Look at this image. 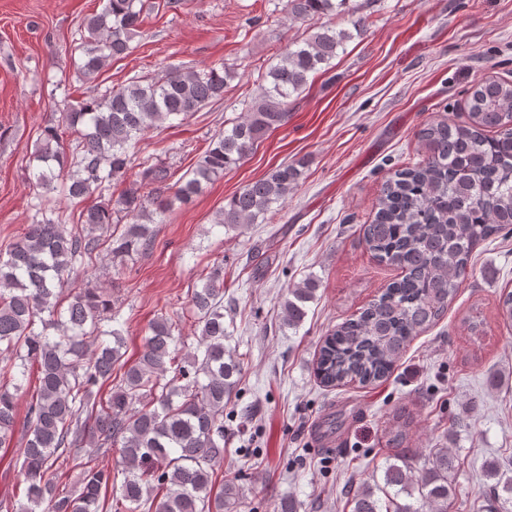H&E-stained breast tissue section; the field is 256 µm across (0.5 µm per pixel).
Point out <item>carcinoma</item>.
Masks as SVG:
<instances>
[{"label":"carcinoma","mask_w":512,"mask_h":512,"mask_svg":"<svg viewBox=\"0 0 512 512\" xmlns=\"http://www.w3.org/2000/svg\"><path fill=\"white\" fill-rule=\"evenodd\" d=\"M349 0H286L288 16L312 29L290 43L262 75L261 93L244 117L224 130L189 173L171 182L169 167L153 164L120 191L129 151L150 129L183 123L224 98L233 72L226 67L168 68L152 79L84 99L59 112L33 152L38 218L16 241L0 245V447L14 440L21 395L36 378L20 438L26 501L8 491L0 512H237L241 489L219 486L214 467L224 459V409L236 396L241 359L224 344V264L193 290L190 304L197 343L176 334L161 315L146 329L143 350L123 361L119 312L101 285L75 286L77 272L105 252L123 258L146 250L152 225L177 202L187 204L235 166L269 132L288 122V105L310 76L329 67L338 50L367 31L364 16L352 28L321 23L350 14ZM143 0H106L84 20L73 46L80 72L94 79L113 58L131 52L142 23ZM465 124L431 122L418 136L426 156L395 171L377 200L364 241L381 263L402 270L383 293L325 336L314 365L326 387L384 380L410 342L448 311L473 249L512 225V83L473 86ZM495 135L486 134L487 129ZM74 135L64 143V135ZM304 162H285L244 185L217 215L216 225L238 229L269 223L297 187ZM89 201L79 223L68 226L50 206V194ZM154 205L148 210L146 203ZM131 216L112 224V212ZM319 286L303 279L281 303L282 323L298 328ZM410 428L397 421L389 439L383 481L362 475L351 487V512H451V474L457 459L435 448L422 469L411 470L413 449L402 447ZM117 448L119 465L95 462L94 453ZM81 469L79 489L59 490V469ZM495 480L487 494L493 512H512V475L484 463Z\"/></svg>","instance_id":"carcinoma-1"}]
</instances>
